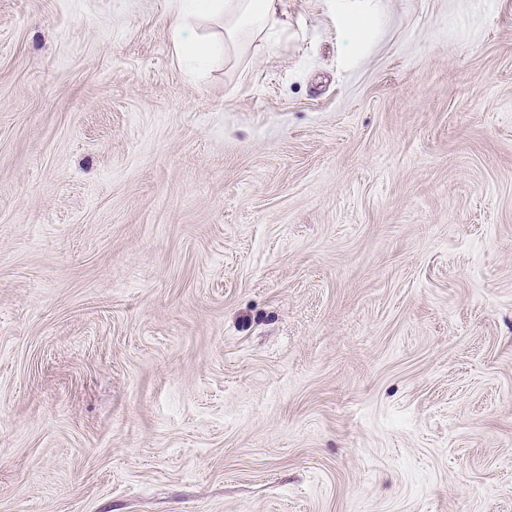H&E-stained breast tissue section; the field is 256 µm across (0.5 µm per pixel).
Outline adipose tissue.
I'll return each mask as SVG.
<instances>
[{"instance_id":"ef3b65f1","label":"adipose tissue","mask_w":512,"mask_h":512,"mask_svg":"<svg viewBox=\"0 0 512 512\" xmlns=\"http://www.w3.org/2000/svg\"><path fill=\"white\" fill-rule=\"evenodd\" d=\"M279 0H178L175 30L203 17L224 22V52L231 55L252 44L271 40Z\"/></svg>"}]
</instances>
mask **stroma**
<instances>
[{
  "label": "stroma",
  "mask_w": 512,
  "mask_h": 512,
  "mask_svg": "<svg viewBox=\"0 0 512 512\" xmlns=\"http://www.w3.org/2000/svg\"><path fill=\"white\" fill-rule=\"evenodd\" d=\"M175 2L0 0V512H512V0ZM176 37L173 40L179 57H202L211 48L204 43L183 40V28L202 17L221 18L224 21V53L231 55L256 42L268 44L277 25L280 0H178Z\"/></svg>",
  "instance_id": "obj_1"
}]
</instances>
